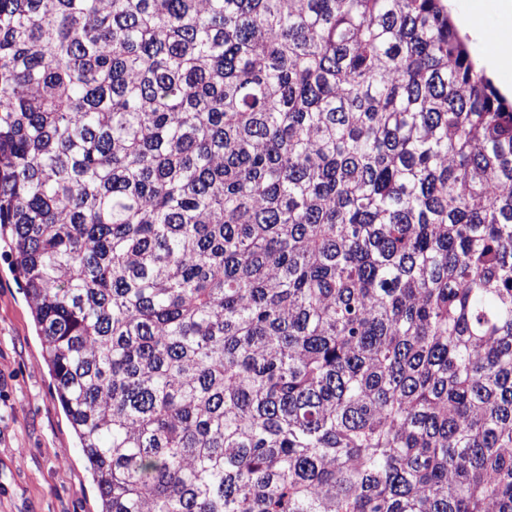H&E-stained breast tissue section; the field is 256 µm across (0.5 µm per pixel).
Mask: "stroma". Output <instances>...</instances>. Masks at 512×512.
Listing matches in <instances>:
<instances>
[{
    "label": "stroma",
    "mask_w": 512,
    "mask_h": 512,
    "mask_svg": "<svg viewBox=\"0 0 512 512\" xmlns=\"http://www.w3.org/2000/svg\"><path fill=\"white\" fill-rule=\"evenodd\" d=\"M95 484L52 388L29 303L0 242V512H97Z\"/></svg>",
    "instance_id": "obj_1"
}]
</instances>
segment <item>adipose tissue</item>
<instances>
[{"label":"adipose tissue","mask_w":512,"mask_h":512,"mask_svg":"<svg viewBox=\"0 0 512 512\" xmlns=\"http://www.w3.org/2000/svg\"><path fill=\"white\" fill-rule=\"evenodd\" d=\"M461 26L471 36L483 39L484 63L488 71L502 78L512 75V50H501L486 41L493 30L512 35V0H495L489 9L483 7L480 0H472L468 13L461 19Z\"/></svg>","instance_id":"1"}]
</instances>
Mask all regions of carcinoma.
<instances>
[{"label": "carcinoma", "instance_id": "carcinoma-1", "mask_svg": "<svg viewBox=\"0 0 512 512\" xmlns=\"http://www.w3.org/2000/svg\"><path fill=\"white\" fill-rule=\"evenodd\" d=\"M0 240L98 512H512V103L444 0H0Z\"/></svg>", "mask_w": 512, "mask_h": 512}]
</instances>
